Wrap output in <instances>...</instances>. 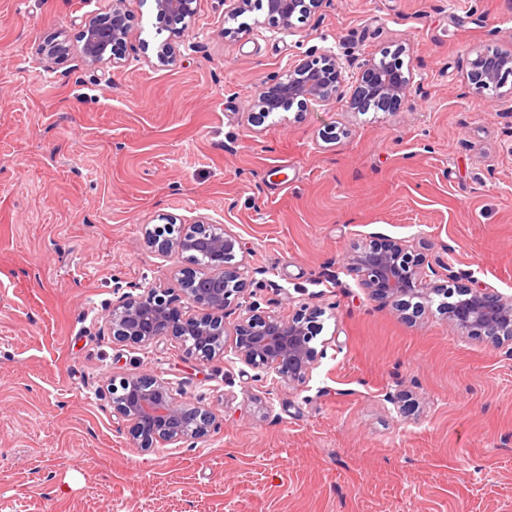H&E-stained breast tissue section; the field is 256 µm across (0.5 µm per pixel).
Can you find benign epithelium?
<instances>
[{"label":"benign epithelium","mask_w":512,"mask_h":512,"mask_svg":"<svg viewBox=\"0 0 512 512\" xmlns=\"http://www.w3.org/2000/svg\"><path fill=\"white\" fill-rule=\"evenodd\" d=\"M320 0H224V20L237 23L224 34H239L251 25L239 18L263 10L267 24L277 30L293 29V18L304 17ZM160 29L184 34L188 20L196 12V0H154ZM128 35L123 0H112V11L84 20L81 55L85 64L100 68L121 65L116 53ZM48 69L67 58L70 48L56 43L39 49ZM512 69V50L491 57L479 54L470 62L467 78L480 90L498 82L503 69ZM345 80L344 68L331 51L313 49L285 77L259 88L248 112V120L259 124L271 114L301 108L311 102H326ZM411 71L387 70L375 59L363 65L356 77L351 99L357 110L372 102L384 111L395 110L410 93ZM161 228L145 232L151 247L161 254L177 253L194 262L181 273L178 291L188 304L202 309L200 314H178L170 300L171 289L155 282L144 283L137 295H126L112 307L109 326L112 341L123 346L144 347L160 336H171L185 346L191 357L210 360L225 353V336L233 332L232 348L238 360L262 372H273L290 384L306 382L316 361L312 346L316 337L314 313L301 309L284 319L259 310L250 303L245 314L229 325L231 311L242 307L241 299L252 276L236 253L243 252L240 239L202 217L189 225H175L164 218ZM347 270L357 277L376 300L400 297L421 298L432 294L444 297L439 309L448 323L466 336L485 338L512 355V295L485 288L442 287L431 284L423 258L408 252L397 240H372L354 248ZM113 412L133 425L134 439L144 449L159 445L195 442L206 437L214 426V416L201 406L190 407L171 382L147 374L121 377L110 387Z\"/></svg>","instance_id":"1"}]
</instances>
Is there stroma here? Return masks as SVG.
<instances>
[{
	"instance_id": "1",
	"label": "stroma",
	"mask_w": 512,
	"mask_h": 512,
	"mask_svg": "<svg viewBox=\"0 0 512 512\" xmlns=\"http://www.w3.org/2000/svg\"><path fill=\"white\" fill-rule=\"evenodd\" d=\"M111 9L0 0V512H512V356L452 329L440 296L408 319L346 269L380 236L435 284L447 264L512 295V76L467 79L476 51L512 48V0H322L293 32L234 38L224 0H197L164 65L153 0H125L123 63L93 70L82 21ZM54 40L70 55L50 70ZM313 48L345 67L334 98L248 122ZM395 50L410 95L351 109L362 65ZM164 215L232 230L261 310L316 313L304 384L169 336L113 343L120 297L188 266L144 242ZM129 373L172 382L214 430L137 448L109 394Z\"/></svg>"
}]
</instances>
